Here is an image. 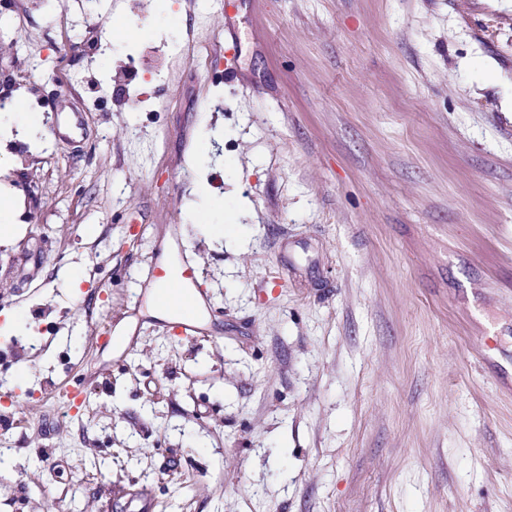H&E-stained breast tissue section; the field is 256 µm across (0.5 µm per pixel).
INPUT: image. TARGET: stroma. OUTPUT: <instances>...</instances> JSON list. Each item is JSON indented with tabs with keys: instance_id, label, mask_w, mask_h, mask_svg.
Here are the masks:
<instances>
[{
	"instance_id": "obj_1",
	"label": "stroma",
	"mask_w": 512,
	"mask_h": 512,
	"mask_svg": "<svg viewBox=\"0 0 512 512\" xmlns=\"http://www.w3.org/2000/svg\"><path fill=\"white\" fill-rule=\"evenodd\" d=\"M0 95V512H512V0H10Z\"/></svg>"
}]
</instances>
